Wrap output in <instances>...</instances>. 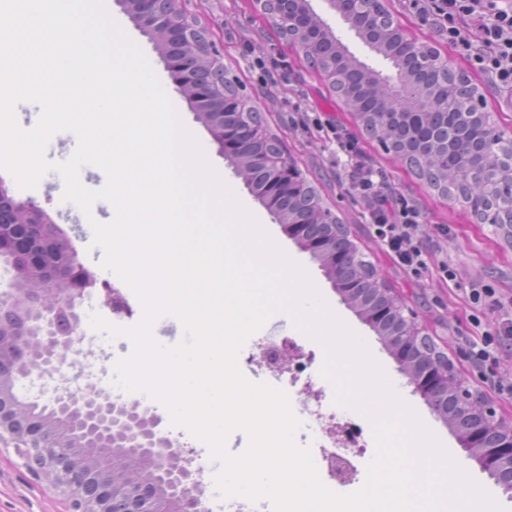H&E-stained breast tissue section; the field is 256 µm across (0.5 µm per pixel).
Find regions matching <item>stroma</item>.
<instances>
[{
    "mask_svg": "<svg viewBox=\"0 0 512 512\" xmlns=\"http://www.w3.org/2000/svg\"><path fill=\"white\" fill-rule=\"evenodd\" d=\"M104 2L110 16L145 53L210 165L220 176L234 182L239 197L261 220L266 231L280 242L285 253L303 267L331 308L353 329L366 336L375 360L395 378L407 405L422 418L450 456L467 469L470 478L492 496L502 512H512V493H504L502 485L483 470L471 451L464 448L454 426L415 392L389 353L385 339L363 322L357 308L342 302L319 262L288 237L281 224L238 177L235 163L219 153L206 124L198 119L193 105L167 71L152 36L133 18L122 0ZM383 3L410 37L432 46L455 67L467 69V62L457 56L432 28L422 25L411 15L403 0H383ZM310 4L332 26L351 54L377 70L391 72V64L336 18L326 0H310ZM181 6L188 16L209 29L223 57L228 77L235 79L239 92L260 109L268 131L296 161L325 205L346 225L364 260L385 280L394 295L414 312L418 323L438 349L452 361L464 384L471 391H484L481 372L471 363L464 341L465 336L472 333L467 293L472 287L486 285L495 288L499 304H512V230L478 222L463 204L441 196L417 178L406 164L387 154L375 138L363 131L356 115L337 98L322 76L309 68L302 53L278 38L273 23L260 15L253 0H182ZM318 120L339 124L354 135L362 160L385 172L389 193L403 196L423 210L425 218L416 236L432 258L448 262L454 268L455 280L444 281L434 268L423 277H413L382 249L366 221L368 205L350 190L349 171L337 163L335 143L316 131L314 123ZM0 182L14 199L33 202L50 213L71 240L79 260L94 272L97 279L95 294L85 301L81 310L82 329L90 330V319L95 313L116 326L136 325L143 313L139 299L114 272L103 267L104 251L94 243L91 224L111 221V203L97 200L91 214L87 215L74 202L64 200V179L52 180L44 176L35 188L23 189L8 170L0 168ZM439 224L448 227L447 235L440 238L435 235V227ZM97 339L104 351L103 357L94 359L85 353L71 351L63 358L62 369L74 375L86 370L87 366H95L104 379L110 399L140 404L157 415L160 436L180 449L191 470L200 471L203 481L201 499L207 512H212L219 495L215 485L219 469L211 464L205 447L187 428L172 424L160 402L116 385L113 367L119 359L131 354V341L103 333L98 334ZM270 344L298 348L307 364L306 371L300 373L296 383L285 381L280 385L292 406L303 402L312 406L332 405L334 387L321 374L322 345L300 331L293 319L283 312L271 315L241 348L238 365L247 380L260 384L265 376L273 375V368L260 362L262 349ZM338 413L341 421L357 426L362 432L356 452L347 460L349 476L341 480L335 471L325 468L319 469L318 474L331 491L349 494L364 485L367 466L374 459L377 448L371 422L353 408L342 407ZM68 508L61 496L47 490L25 469L15 448L0 447V512H67Z\"/></svg>",
    "mask_w": 512,
    "mask_h": 512,
    "instance_id": "stroma-1",
    "label": "stroma"
}]
</instances>
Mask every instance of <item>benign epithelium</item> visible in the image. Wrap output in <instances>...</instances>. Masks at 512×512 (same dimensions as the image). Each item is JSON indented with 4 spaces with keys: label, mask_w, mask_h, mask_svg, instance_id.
<instances>
[{
    "label": "benign epithelium",
    "mask_w": 512,
    "mask_h": 512,
    "mask_svg": "<svg viewBox=\"0 0 512 512\" xmlns=\"http://www.w3.org/2000/svg\"><path fill=\"white\" fill-rule=\"evenodd\" d=\"M350 29L369 47L387 43L384 57L396 62L437 54L412 39L397 22H378L374 27L364 18L365 9H381L382 0H327ZM266 17L287 32L284 40L303 54L326 58L336 70L350 68L362 90L385 93L387 111L375 114L366 131L374 136L394 120L412 122L416 114L430 109L428 90L446 100H471V113H463L476 142L495 128L492 113L483 111V94L468 77L443 61V67L422 65L419 69L395 67L385 74L362 66L350 56L332 28L312 9L308 0H255ZM137 21L152 30L162 29L156 45L179 87H189L197 110L218 113L209 128L220 154L246 158L253 168L268 175L262 202L282 224L287 235L321 262L344 300L360 308L372 329L382 332L392 326L388 337L390 353L410 377L414 391L438 411L448 403L457 408V423L465 448L498 482L512 488V424L496 418L491 403L474 395L457 379L452 363L431 348L429 337L416 318L405 314L404 304L392 295L385 281L371 271L366 288L349 284L345 271L351 262L365 263L348 233L336 235L338 220L312 190L294 160L273 145L267 128L256 121L244 128L228 121V115L245 116L256 106L241 94L230 92L224 82L222 56L214 42L194 20L166 22L170 0H125ZM186 43L198 46L211 69L201 71L183 57ZM461 167L471 182L481 188L461 197L470 211L480 210L486 199L499 194L500 185L481 177L487 166L480 151L463 158ZM288 201L297 207L285 212ZM28 214V222L39 225L41 234L22 242L18 226H0V258L12 271L13 284L41 279L46 288L15 298L0 299V442L14 443L28 471L65 497L70 512H204L200 484L185 466H174L178 451L158 435V419L137 404L114 403L99 396L82 395L67 386L54 391L49 403L20 399L14 391V376L21 371L36 379L56 375L62 351L81 343L78 309L86 299L94 277L79 261L66 234L50 214L32 202H16ZM150 471L147 481L138 471Z\"/></svg>",
    "instance_id": "1"
}]
</instances>
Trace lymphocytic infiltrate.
<instances>
[{"mask_svg":"<svg viewBox=\"0 0 512 512\" xmlns=\"http://www.w3.org/2000/svg\"><path fill=\"white\" fill-rule=\"evenodd\" d=\"M406 7L446 39L457 55L483 74L494 88L512 91V0H406ZM324 130L335 142L338 153L352 163L351 189L371 203L368 222L374 238L405 271L423 277L434 266L415 236L422 211L405 198L388 195L382 171L357 162V141L352 135L329 122ZM494 295V289L486 286L469 291L471 324L482 331L479 339L470 341L469 349L473 361L485 367L484 380L489 388L511 400L512 384H503L493 369L499 362L504 337L512 334V312H505L502 331L481 328L480 312Z\"/></svg>","mask_w":512,"mask_h":512,"instance_id":"f902f5d3","label":"lymphocytic infiltrate"}]
</instances>
